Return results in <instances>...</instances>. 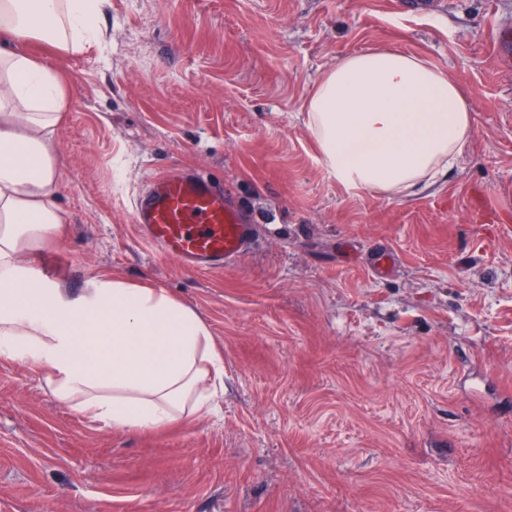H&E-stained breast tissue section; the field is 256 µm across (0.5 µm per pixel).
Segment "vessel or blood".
<instances>
[{"instance_id": "1", "label": "vessel or blood", "mask_w": 512, "mask_h": 512, "mask_svg": "<svg viewBox=\"0 0 512 512\" xmlns=\"http://www.w3.org/2000/svg\"><path fill=\"white\" fill-rule=\"evenodd\" d=\"M489 39L501 71L512 73V26H497ZM133 222L162 255L201 271L240 259L255 234L231 186L179 169L150 181L134 202Z\"/></svg>"}]
</instances>
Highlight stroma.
I'll use <instances>...</instances> for the list:
<instances>
[{
	"instance_id": "1",
	"label": "stroma",
	"mask_w": 512,
	"mask_h": 512,
	"mask_svg": "<svg viewBox=\"0 0 512 512\" xmlns=\"http://www.w3.org/2000/svg\"><path fill=\"white\" fill-rule=\"evenodd\" d=\"M108 0L58 70V204L26 252L194 309L224 358L215 410L128 431L0 360V512H512V79L487 31L512 0ZM390 48L473 104L458 164L407 196L344 189L303 105L344 57ZM232 182L256 225L220 272L142 243L132 205L170 168ZM398 257L373 272L376 243Z\"/></svg>"
}]
</instances>
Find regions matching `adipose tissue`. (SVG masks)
<instances>
[{"label":"adipose tissue","instance_id":"1","mask_svg":"<svg viewBox=\"0 0 512 512\" xmlns=\"http://www.w3.org/2000/svg\"><path fill=\"white\" fill-rule=\"evenodd\" d=\"M102 0H0V358L38 370L55 397L115 429L208 414L224 360L200 315L164 290L101 276L75 293L21 261L64 223L54 141L64 91L56 52L95 37ZM329 176L349 191L433 185L461 158L473 107L447 72L387 48L345 57L305 104Z\"/></svg>","mask_w":512,"mask_h":512}]
</instances>
